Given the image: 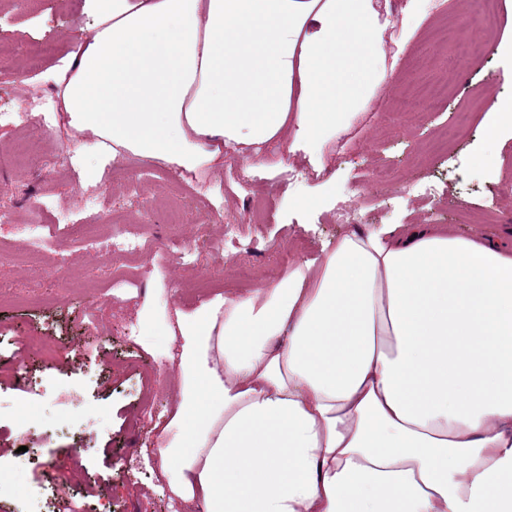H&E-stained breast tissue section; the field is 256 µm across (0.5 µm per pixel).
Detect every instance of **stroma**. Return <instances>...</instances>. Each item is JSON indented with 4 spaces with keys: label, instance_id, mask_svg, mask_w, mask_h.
Listing matches in <instances>:
<instances>
[{
    "label": "stroma",
    "instance_id": "obj_1",
    "mask_svg": "<svg viewBox=\"0 0 512 512\" xmlns=\"http://www.w3.org/2000/svg\"><path fill=\"white\" fill-rule=\"evenodd\" d=\"M444 4V14L426 10L405 48L397 29L388 31L384 49L396 63L344 135L346 151L330 152L326 185L300 157L288 163L292 184L273 170L253 189L229 190L228 167L191 176L132 156L112 162L115 177L86 184L58 170L64 131L39 121L22 131L0 125V283L10 287L0 297V512H189L155 458L178 396L169 358L177 346L160 327L173 310L248 292L357 228L444 224L512 246V136L485 139L494 104L512 97V57L497 51L512 38V0H500L492 17L459 0ZM93 23L84 0H0V113L53 94L36 80L32 45L51 43L64 57ZM450 23L457 38L440 41ZM465 41L482 43L484 55L464 61L457 46ZM447 82L434 109L397 111L424 85ZM484 153L496 156L495 169L476 166ZM381 162L391 168L385 184L368 177ZM429 182L436 194L422 195ZM178 202L181 221L169 223ZM341 207L357 212L358 225L337 223ZM60 212L89 224L96 245L70 237L55 221ZM119 214L131 218L127 234L144 235L160 254L122 263L139 290L116 302L106 240ZM21 224L37 227L40 241L18 233ZM228 224L239 225L237 238L225 239ZM148 300L151 326L141 319ZM91 330L100 342L83 343ZM29 336L52 341L53 358L25 345Z\"/></svg>",
    "mask_w": 512,
    "mask_h": 512
}]
</instances>
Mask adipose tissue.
<instances>
[{"label":"adipose tissue","instance_id":"1","mask_svg":"<svg viewBox=\"0 0 512 512\" xmlns=\"http://www.w3.org/2000/svg\"><path fill=\"white\" fill-rule=\"evenodd\" d=\"M48 70L75 165L183 173L328 147L385 80L375 0H85ZM180 395L156 463L199 512H512V252L356 230L165 327Z\"/></svg>","mask_w":512,"mask_h":512}]
</instances>
